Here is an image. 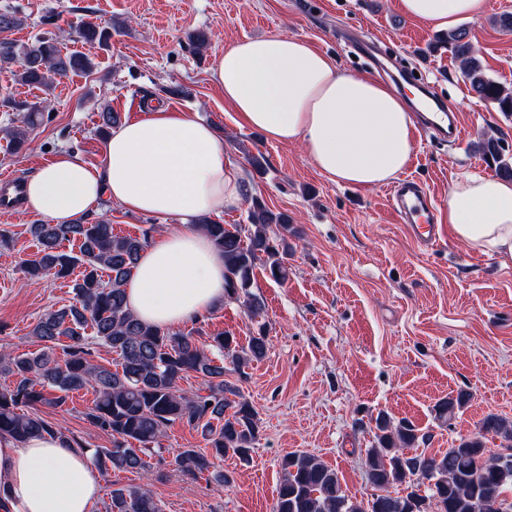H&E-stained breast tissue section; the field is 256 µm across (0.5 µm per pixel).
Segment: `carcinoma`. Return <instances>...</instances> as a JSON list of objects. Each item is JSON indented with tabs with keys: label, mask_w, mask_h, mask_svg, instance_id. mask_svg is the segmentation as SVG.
Segmentation results:
<instances>
[{
	"label": "carcinoma",
	"mask_w": 512,
	"mask_h": 512,
	"mask_svg": "<svg viewBox=\"0 0 512 512\" xmlns=\"http://www.w3.org/2000/svg\"><path fill=\"white\" fill-rule=\"evenodd\" d=\"M78 32L91 46L105 45L112 38V26L95 22L83 23ZM438 43L459 60L472 94L512 115V92L487 74L465 26L449 30ZM94 68L90 55L63 51L54 33L31 42L0 41V70L13 69L20 82L44 91L58 77L90 73ZM0 104L23 113L20 125L6 131L17 154L27 143V129L44 121V111L38 102ZM100 118L103 137L121 124V114L110 107L102 109ZM478 150L497 175L512 178V154L506 152L502 139L485 136ZM247 221L244 226H229L204 216L199 224L224 254L227 297L244 299L258 316L263 304L251 292L254 269L260 263L273 280L286 279L292 228L287 215L273 212L257 199ZM29 232L39 251L22 261L25 278L38 281L50 274L66 278L79 267L81 277L73 285L78 302L44 314L33 327L31 335L45 343L43 349L0 358V370L15 377L14 385L0 388V432L19 440L49 435L54 428L37 407L61 408L70 394L90 388L95 399L85 416L112 434V447L91 450L98 469L146 470L144 457L157 451L165 429L178 422L202 427L209 450L185 448L175 455L174 465L192 478L208 472L226 482L216 462L228 454L249 461L259 435L257 410L226 376L242 378L253 362L266 356L265 329L259 328L245 346L227 332L212 337L211 346L228 362L217 364L191 334L145 324L128 309L125 284L148 237L117 236L105 222L39 223L30 225ZM73 239L79 241V253L63 251L62 242ZM93 344L117 355L118 368L94 363ZM190 373L203 379L204 393L188 396L181 391L178 382ZM468 401L464 392L439 400L433 406L435 418L452 421ZM486 433L510 442L512 449V419L490 414L482 422V434L464 437L439 455L419 453L416 426L381 413L375 419V447L365 460L372 489L366 504L348 497L335 469L311 455L293 452L281 460L284 476L273 512H512L507 496L512 491V469L506 474L500 469L498 460L506 454L486 448ZM506 456L512 458V452ZM107 512L163 510L148 490L121 485L112 489Z\"/></svg>",
	"instance_id": "obj_1"
}]
</instances>
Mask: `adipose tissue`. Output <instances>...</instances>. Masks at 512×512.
Listing matches in <instances>:
<instances>
[{
  "instance_id": "obj_1",
  "label": "adipose tissue",
  "mask_w": 512,
  "mask_h": 512,
  "mask_svg": "<svg viewBox=\"0 0 512 512\" xmlns=\"http://www.w3.org/2000/svg\"><path fill=\"white\" fill-rule=\"evenodd\" d=\"M437 29L484 16L486 0H400ZM212 78L243 125L279 144H302L332 182L373 188L414 154L405 98L366 74L341 71L308 42L245 38L217 55ZM249 193L213 126L169 107L113 128L100 164L67 153L32 174L25 212L74 224L109 197L126 211L181 222L141 253L125 285L130 311L161 328L182 325L224 299V259L198 220L238 208ZM448 231L469 249L512 264V179L467 173L448 188ZM101 475L61 433L27 441L0 434V512H92Z\"/></svg>"
}]
</instances>
